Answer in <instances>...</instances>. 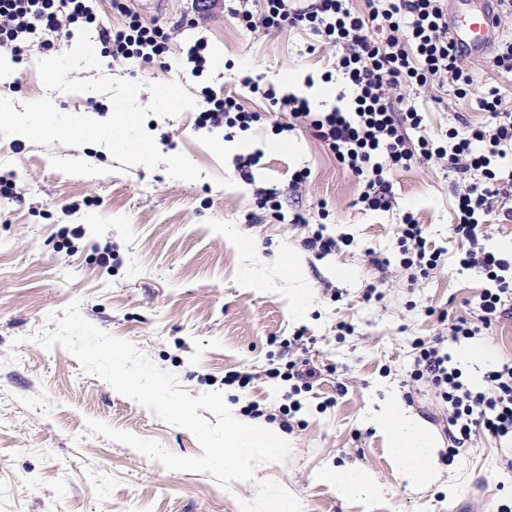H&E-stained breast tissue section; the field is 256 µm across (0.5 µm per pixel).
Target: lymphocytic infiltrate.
I'll return each instance as SVG.
<instances>
[{
	"label": "lymphocytic infiltrate",
	"instance_id": "1",
	"mask_svg": "<svg viewBox=\"0 0 512 512\" xmlns=\"http://www.w3.org/2000/svg\"><path fill=\"white\" fill-rule=\"evenodd\" d=\"M113 5L125 18L118 28L100 23L89 0H0V48L18 56L35 42L49 51L53 45L42 40L43 32L83 24L95 28L111 61L149 64L162 58L171 32L144 25L126 0H113ZM227 12L250 31L300 26L337 48L336 68L352 91L350 105L314 112L305 98L277 95L259 78L246 76L241 84L269 100L275 111L289 114L286 131L309 129L328 146L338 163L361 180L358 202L363 208H391L385 170L436 161L456 174L453 233L469 244L459 263L481 269L492 287L481 295L473 319L459 318L448 332L415 341L409 378L429 388L440 406L448 425L449 456L470 447L475 437L488 436L510 447L501 464L512 471V362L494 365L486 388L475 390L463 383L448 353L449 343L471 338L504 316L505 300L512 296V259L485 246L492 211L512 219V182L502 181L493 167L512 151V107L498 87L473 92L464 55L448 37L445 0H367L363 11L351 0H311L304 7L296 0H229ZM434 85L455 87L463 97L474 95L488 123L469 126L463 135L452 128L442 137L422 134L424 117L409 93ZM200 94L197 127L245 131L262 119L235 96L220 97L207 87ZM398 241L403 270L423 276L438 266L441 250L430 245L412 215H404L399 224Z\"/></svg>",
	"mask_w": 512,
	"mask_h": 512
}]
</instances>
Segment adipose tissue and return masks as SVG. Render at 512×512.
Masks as SVG:
<instances>
[{
    "mask_svg": "<svg viewBox=\"0 0 512 512\" xmlns=\"http://www.w3.org/2000/svg\"><path fill=\"white\" fill-rule=\"evenodd\" d=\"M375 424L388 444L392 466L407 488H426L439 480L438 444L417 415L395 400L377 414ZM313 478L343 502L377 504L387 493L371 472L349 464L324 463Z\"/></svg>",
    "mask_w": 512,
    "mask_h": 512,
    "instance_id": "adipose-tissue-1",
    "label": "adipose tissue"
}]
</instances>
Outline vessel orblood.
<instances>
[{
  "instance_id": "obj_1",
  "label": "vessel or blood",
  "mask_w": 512,
  "mask_h": 512,
  "mask_svg": "<svg viewBox=\"0 0 512 512\" xmlns=\"http://www.w3.org/2000/svg\"><path fill=\"white\" fill-rule=\"evenodd\" d=\"M467 0H449L448 35L466 55L482 57L498 42V0H480L476 10H466Z\"/></svg>"
}]
</instances>
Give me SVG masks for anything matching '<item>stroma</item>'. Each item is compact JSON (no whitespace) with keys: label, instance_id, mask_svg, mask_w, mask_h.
Listing matches in <instances>:
<instances>
[{"label":"stroma","instance_id":"obj_1","mask_svg":"<svg viewBox=\"0 0 512 512\" xmlns=\"http://www.w3.org/2000/svg\"><path fill=\"white\" fill-rule=\"evenodd\" d=\"M198 28L169 44L164 65L135 64L83 69L78 78L103 74L141 83L139 104L151 100L150 84L179 82L192 96L203 87L240 97L264 113L243 132L245 154L259 153L252 181L234 156L216 149L220 129L196 126V110L176 117H147L161 154H185L201 171L195 181L169 176L165 166L127 167L100 145L38 146L18 136L0 138V175L11 174L10 197H0V512H241L244 499L262 502L270 489L297 494L303 512H512V472L500 464L499 443L478 437L456 457L439 422L427 427L439 444L438 464L452 490L414 491L400 483L383 436L372 422L389 400H406L415 415L431 406L428 391L407 386L414 341L470 317L490 283L477 269L462 268L466 248L455 224L453 174L431 162L388 170L393 206H359V181L310 132L277 133L284 112L243 88V76L262 77L277 93L305 97L315 112L334 106L316 97L328 85L343 93L334 75L336 51L311 30L287 28L266 35L236 25L222 0L201 9L192 0H166L141 14L149 26L169 28L188 16ZM208 43V61L194 75L184 60L188 44ZM31 47L15 61L16 74L0 79V96L15 104L51 97L65 114L108 119L112 103L97 92H47ZM427 133L485 122L472 98L451 87L413 91ZM305 171L300 194L289 193L295 172ZM276 189L283 220L257 204V192ZM412 213L439 266L409 281L400 269L396 227ZM340 239L320 256L304 240L315 230ZM112 258L103 261L104 247ZM394 268L382 280L377 259ZM378 295L365 299L368 287ZM80 300L84 318L98 329L135 343L159 368L175 374L190 395L222 392L226 404L257 403L278 414L289 400L301 404L289 418L286 460L261 464L256 482L225 488L210 475L172 471L131 447L90 434L95 419L159 442L183 457L200 454L195 436L170 425L134 400L86 373L62 347L44 348L35 336L48 317ZM299 300L306 314H294ZM303 336L306 354L327 366L312 390L266 377L284 366V342ZM484 345L493 361L512 360V317L493 322L448 351L466 382L482 389L485 365L463 359ZM249 372L248 390L224 382L227 373ZM352 463L387 486L385 502L344 504L313 480L322 463Z\"/></svg>","mask_w":512,"mask_h":512}]
</instances>
